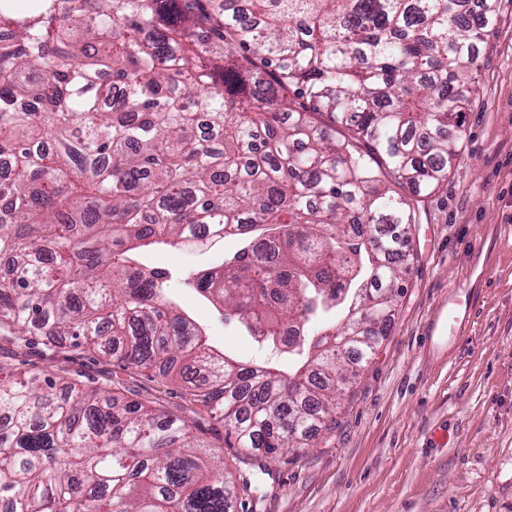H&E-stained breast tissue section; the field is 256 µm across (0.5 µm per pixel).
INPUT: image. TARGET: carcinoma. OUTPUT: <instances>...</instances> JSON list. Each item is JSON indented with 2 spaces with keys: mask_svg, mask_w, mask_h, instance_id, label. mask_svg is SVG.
Wrapping results in <instances>:
<instances>
[{
  "mask_svg": "<svg viewBox=\"0 0 512 512\" xmlns=\"http://www.w3.org/2000/svg\"><path fill=\"white\" fill-rule=\"evenodd\" d=\"M497 3L0 0L3 340L176 375L246 466L193 417L0 364V512H255L376 352ZM226 233L189 280L277 362L213 349L141 260Z\"/></svg>",
  "mask_w": 512,
  "mask_h": 512,
  "instance_id": "1",
  "label": "carcinoma"
}]
</instances>
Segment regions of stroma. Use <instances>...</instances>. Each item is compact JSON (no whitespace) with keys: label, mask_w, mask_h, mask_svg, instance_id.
Masks as SVG:
<instances>
[{"label":"stroma","mask_w":512,"mask_h":512,"mask_svg":"<svg viewBox=\"0 0 512 512\" xmlns=\"http://www.w3.org/2000/svg\"><path fill=\"white\" fill-rule=\"evenodd\" d=\"M478 86L448 183L412 227L410 272L373 359L335 428L272 463L257 512H512V0H499L480 47ZM238 247L228 237L203 254L171 248L148 261L173 272L174 294L213 346L260 362L251 337L183 285ZM459 293L473 312L450 341L432 324ZM0 361L80 371L178 416L191 406L180 380L151 381L89 353L51 359L0 341Z\"/></svg>","instance_id":"1"}]
</instances>
